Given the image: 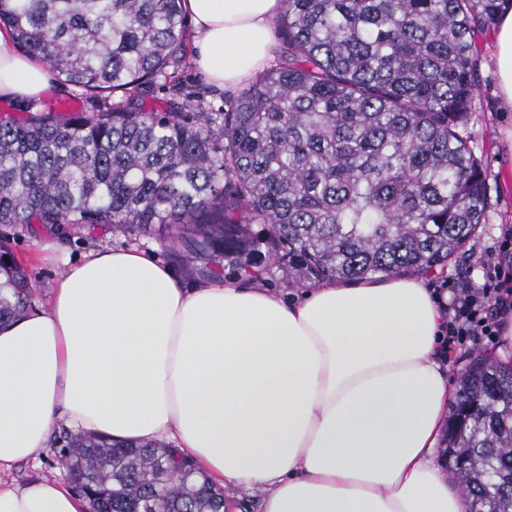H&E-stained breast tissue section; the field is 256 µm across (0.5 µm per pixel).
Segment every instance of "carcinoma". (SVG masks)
<instances>
[{
  "instance_id": "carcinoma-1",
  "label": "carcinoma",
  "mask_w": 512,
  "mask_h": 512,
  "mask_svg": "<svg viewBox=\"0 0 512 512\" xmlns=\"http://www.w3.org/2000/svg\"><path fill=\"white\" fill-rule=\"evenodd\" d=\"M183 0H0L16 44L87 94L129 93L184 60ZM506 0H284L288 58L223 112L41 106L0 117V227H192L198 272L228 259L295 284L442 274L489 198L461 136L476 92L477 31ZM262 224V235L250 225ZM32 284L0 232V323ZM445 447L469 512H512V363L473 357ZM59 468L93 512H224L188 457L157 443L69 436Z\"/></svg>"
}]
</instances>
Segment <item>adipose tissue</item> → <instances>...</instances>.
Instances as JSON below:
<instances>
[{"instance_id":"adipose-tissue-1","label":"adipose tissue","mask_w":512,"mask_h":512,"mask_svg":"<svg viewBox=\"0 0 512 512\" xmlns=\"http://www.w3.org/2000/svg\"><path fill=\"white\" fill-rule=\"evenodd\" d=\"M196 63L236 86L270 57L283 0H184ZM512 111V6L495 25ZM45 64L0 29V99L40 97ZM448 314L415 278L330 281L288 300L239 280L184 282L134 248L95 249L48 307L0 326V469L66 421L172 440L263 512H468L435 452L449 411ZM0 512H91L61 478L0 479Z\"/></svg>"}]
</instances>
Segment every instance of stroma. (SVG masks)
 Segmentation results:
<instances>
[{
	"label": "stroma",
	"instance_id": "35a3bbf8",
	"mask_svg": "<svg viewBox=\"0 0 512 512\" xmlns=\"http://www.w3.org/2000/svg\"><path fill=\"white\" fill-rule=\"evenodd\" d=\"M493 36V30L489 29L477 38V90L466 122L460 128L472 152L483 164L491 205L464 252L449 261L442 275L430 276L429 283L435 288L443 284L453 285L461 279L468 280L472 286H482L485 271L473 261V253L494 246L503 229L512 227V144L506 139L507 131H512V112L503 111L499 103ZM238 93V88H224L211 83L190 57L173 78L141 86L135 93V101L149 110L162 109L167 103L190 97L201 100L211 111L220 112L225 102ZM9 234L15 257L26 269L34 286V304L38 307L48 305L58 275L93 248L134 247L158 256L176 268L185 280L194 281L199 277L193 265L183 262L176 254L174 244L166 238L115 233L100 225L75 227L61 238L57 256L48 259L40 251L39 244L51 237V230L39 228L29 231L16 227L10 229ZM63 445L62 436H55L49 448L35 460L0 471V478L22 483L30 479L60 477L57 455Z\"/></svg>",
	"mask_w": 512,
	"mask_h": 512
}]
</instances>
